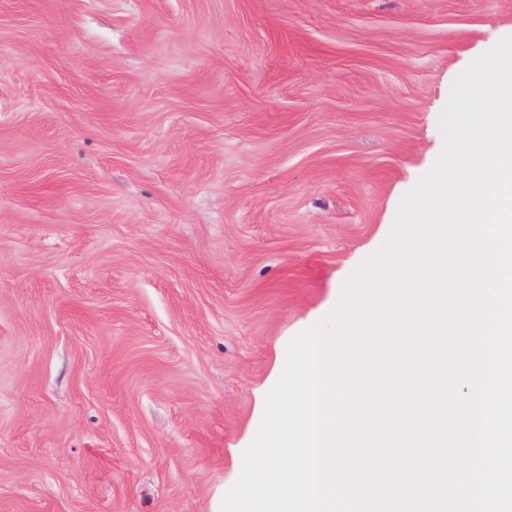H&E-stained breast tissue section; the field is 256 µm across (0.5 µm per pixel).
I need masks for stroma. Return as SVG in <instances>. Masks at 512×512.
<instances>
[{"label":"stroma","instance_id":"1","mask_svg":"<svg viewBox=\"0 0 512 512\" xmlns=\"http://www.w3.org/2000/svg\"><path fill=\"white\" fill-rule=\"evenodd\" d=\"M511 26L512 0H0V512H213Z\"/></svg>","mask_w":512,"mask_h":512}]
</instances>
